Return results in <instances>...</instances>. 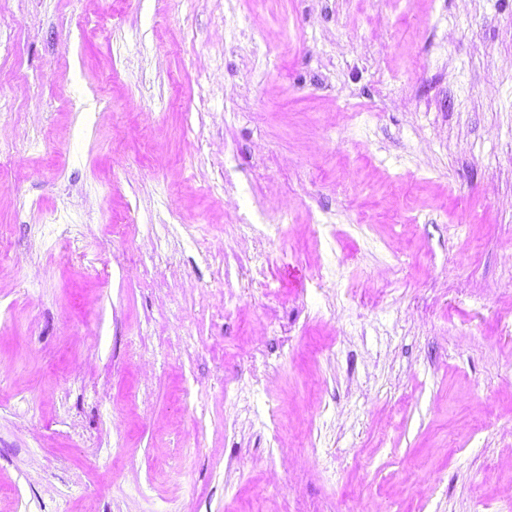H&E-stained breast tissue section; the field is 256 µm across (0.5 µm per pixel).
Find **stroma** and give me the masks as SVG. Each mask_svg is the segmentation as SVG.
Instances as JSON below:
<instances>
[{
	"label": "stroma",
	"instance_id": "1",
	"mask_svg": "<svg viewBox=\"0 0 512 512\" xmlns=\"http://www.w3.org/2000/svg\"><path fill=\"white\" fill-rule=\"evenodd\" d=\"M510 302L512 0H0V512H481Z\"/></svg>",
	"mask_w": 512,
	"mask_h": 512
}]
</instances>
